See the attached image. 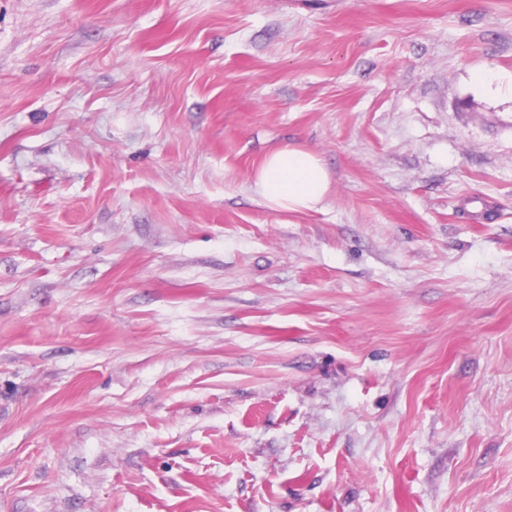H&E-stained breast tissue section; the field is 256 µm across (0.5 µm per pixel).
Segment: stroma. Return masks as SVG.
Returning a JSON list of instances; mask_svg holds the SVG:
<instances>
[{
  "label": "stroma",
  "mask_w": 512,
  "mask_h": 512,
  "mask_svg": "<svg viewBox=\"0 0 512 512\" xmlns=\"http://www.w3.org/2000/svg\"><path fill=\"white\" fill-rule=\"evenodd\" d=\"M481 69L512 0H0V512H512ZM329 186V173L321 160L299 146L270 152L254 173L255 192L266 207L277 211L315 210Z\"/></svg>",
  "instance_id": "35a3bbf8"
}]
</instances>
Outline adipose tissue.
Instances as JSON below:
<instances>
[{"label": "adipose tissue", "mask_w": 512, "mask_h": 512, "mask_svg": "<svg viewBox=\"0 0 512 512\" xmlns=\"http://www.w3.org/2000/svg\"><path fill=\"white\" fill-rule=\"evenodd\" d=\"M329 186V173L321 160L299 146L270 152L254 173L257 195L266 207L277 211L317 209Z\"/></svg>", "instance_id": "adipose-tissue-1"}]
</instances>
